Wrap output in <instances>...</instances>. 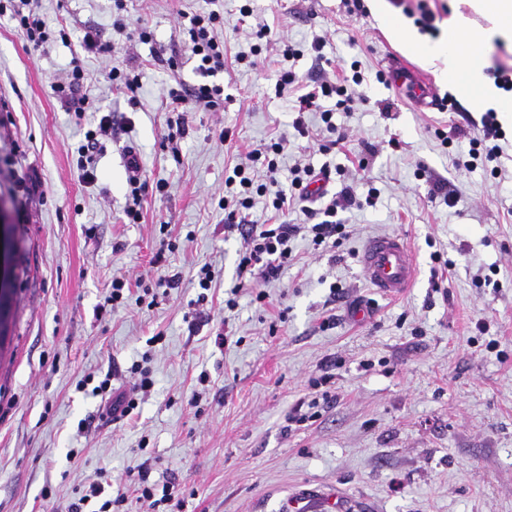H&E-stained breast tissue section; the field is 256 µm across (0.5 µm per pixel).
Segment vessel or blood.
I'll use <instances>...</instances> for the list:
<instances>
[{"mask_svg":"<svg viewBox=\"0 0 512 512\" xmlns=\"http://www.w3.org/2000/svg\"><path fill=\"white\" fill-rule=\"evenodd\" d=\"M389 67L396 85L406 89L419 105H426L432 96L429 82L400 61H390ZM360 267L367 282L385 297L404 294L413 286L417 274L411 247L396 234L370 239L362 248Z\"/></svg>","mask_w":512,"mask_h":512,"instance_id":"1","label":"vessel or blood"}]
</instances>
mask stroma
Masks as SVG:
<instances>
[{"mask_svg": "<svg viewBox=\"0 0 512 512\" xmlns=\"http://www.w3.org/2000/svg\"><path fill=\"white\" fill-rule=\"evenodd\" d=\"M387 4L434 41L457 0H427L430 31L405 13L417 0ZM251 6L243 19L240 0H35L50 33L37 45L0 0V196L23 216L17 260L29 269L0 348V512H72L76 502L98 512L120 495L125 512H141L142 474L171 486L161 512H512V128L499 173L465 168L484 107L374 14L349 13L347 0ZM207 9L224 15V107L187 114L172 148L167 92L203 81L183 27ZM141 22L145 43L131 36ZM263 23L274 40L259 65L238 63ZM88 32L100 49L84 47ZM283 40L307 47L291 63L300 77L336 82L356 61L369 78L351 111L323 102L346 134L335 148L320 147L318 113L298 115L276 93ZM391 58L453 96L456 110L418 108L378 82ZM76 68L88 100L80 119L53 90ZM115 68L139 76L137 104L113 88ZM105 114L111 134L80 156ZM299 117L308 136L293 126ZM282 134V184L295 166L325 168L327 197L350 185L356 202L335 217L348 231L339 246L299 233L279 279L249 289L238 277L241 237L225 229L219 202L233 167ZM131 150L143 178L166 186L143 196L138 224L125 216ZM87 167L94 182L82 179ZM388 233L405 237L417 265L397 299L359 266L365 243ZM206 265L214 279L204 291ZM152 269L176 285L151 305L136 279ZM116 276L127 288L107 310ZM135 364L152 387L130 416L114 417L93 389L106 379L123 391Z\"/></svg>", "mask_w": 512, "mask_h": 512, "instance_id": "stroma-1", "label": "stroma"}]
</instances>
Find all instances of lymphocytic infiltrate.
<instances>
[{
  "instance_id": "obj_1",
  "label": "lymphocytic infiltrate",
  "mask_w": 512,
  "mask_h": 512,
  "mask_svg": "<svg viewBox=\"0 0 512 512\" xmlns=\"http://www.w3.org/2000/svg\"><path fill=\"white\" fill-rule=\"evenodd\" d=\"M223 22V16L214 10L192 15L189 21V49L198 60V73L205 76L206 81L188 89L182 87L169 90V108L174 112L175 118L168 124L167 141L174 142L183 138L185 112L199 109L215 112L224 103L223 85L212 81L213 76L224 69V43L214 34L215 27ZM348 87L349 85H338L327 80H316L307 86L299 80L295 72L286 69L281 70L276 82L277 92L296 96L300 111H319L325 131L331 137L337 134L332 120L333 112L322 108L320 101L336 95L340 98V107L351 109L354 99ZM287 147L288 140L282 136L265 144L263 149L248 152L245 162L237 164L224 181L227 191L236 198L234 208L224 213V223L227 229L239 230L243 239V250L238 263L241 280L259 278L268 283L278 279L292 256L290 240L304 230L311 234L314 245L327 243L344 230L343 225L337 224L335 220L337 211L348 208L355 202V190L347 186L326 206L323 211L324 218L319 223L304 228L296 224L253 223L250 211L256 197L272 195V205L278 211L291 202H307L311 199L309 188L304 183L305 177L312 174L308 168L292 179L291 192L277 188L279 166L276 158L283 155Z\"/></svg>"
}]
</instances>
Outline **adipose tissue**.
Returning a JSON list of instances; mask_svg holds the SVG:
<instances>
[{"mask_svg": "<svg viewBox=\"0 0 512 512\" xmlns=\"http://www.w3.org/2000/svg\"><path fill=\"white\" fill-rule=\"evenodd\" d=\"M466 10L455 11L439 41L420 44L401 16L385 11V0H374L394 38L409 50H422L429 61L445 62V77L457 82L461 93L493 106L512 121V95H506L486 76L491 43L512 44V0H465Z\"/></svg>", "mask_w": 512, "mask_h": 512, "instance_id": "1", "label": "adipose tissue"}]
</instances>
